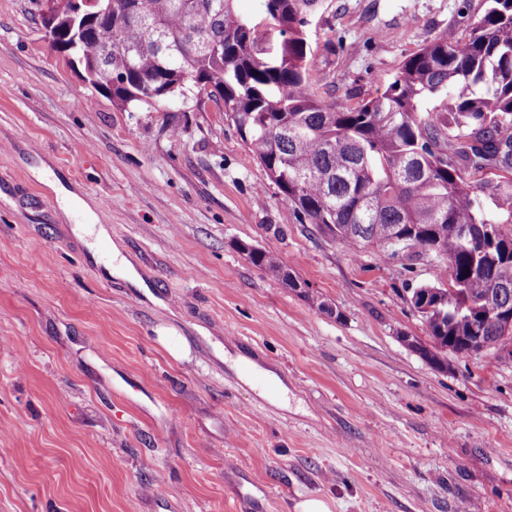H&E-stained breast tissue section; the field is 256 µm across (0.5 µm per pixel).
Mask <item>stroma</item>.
I'll return each instance as SVG.
<instances>
[{
	"mask_svg": "<svg viewBox=\"0 0 512 512\" xmlns=\"http://www.w3.org/2000/svg\"><path fill=\"white\" fill-rule=\"evenodd\" d=\"M464 4L483 12L323 0L312 92L375 97L426 41L466 37ZM48 7L0 0V512H512V360L441 369L406 343L428 339L411 290L447 287V261L355 254L297 223L219 104L118 107L52 49ZM70 193L141 284L79 235ZM241 356L287 403L260 396ZM240 249L245 252L249 260L267 273L281 278L289 287H298L297 280L288 272L279 256L272 251L263 250L248 243H241ZM250 247L248 251L246 247Z\"/></svg>",
	"mask_w": 512,
	"mask_h": 512,
	"instance_id": "stroma-1",
	"label": "stroma"
}]
</instances>
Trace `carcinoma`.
Wrapping results in <instances>:
<instances>
[{
    "instance_id": "obj_1",
    "label": "carcinoma",
    "mask_w": 512,
    "mask_h": 512,
    "mask_svg": "<svg viewBox=\"0 0 512 512\" xmlns=\"http://www.w3.org/2000/svg\"><path fill=\"white\" fill-rule=\"evenodd\" d=\"M112 17L83 26L75 0H52L56 49L120 106L158 105L194 86L222 101L225 118L300 224L355 252L448 260L452 285L472 306L421 314L440 364L471 353L473 336L498 340L512 308V0L467 7L463 39L438 37L406 57L386 89L354 108L309 89L306 27L319 0H257L259 24L236 0H105ZM109 49L104 62L91 50ZM439 105L423 108L428 98ZM495 210L486 209L484 199ZM267 273L298 287L279 256L241 246Z\"/></svg>"
}]
</instances>
